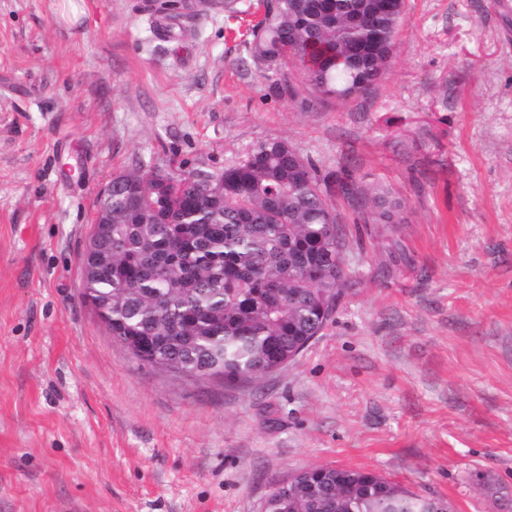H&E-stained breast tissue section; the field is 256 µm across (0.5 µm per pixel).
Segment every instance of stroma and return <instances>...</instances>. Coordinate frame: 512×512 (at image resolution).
<instances>
[{
  "label": "stroma",
  "instance_id": "stroma-1",
  "mask_svg": "<svg viewBox=\"0 0 512 512\" xmlns=\"http://www.w3.org/2000/svg\"><path fill=\"white\" fill-rule=\"evenodd\" d=\"M0 0V512H262L280 482L364 468L455 512L512 499V0H405L367 94L270 93L262 0ZM284 139L336 195L352 283L288 365L236 383L136 360L84 297L100 190L212 173ZM384 184L398 224L360 223Z\"/></svg>",
  "mask_w": 512,
  "mask_h": 512
}]
</instances>
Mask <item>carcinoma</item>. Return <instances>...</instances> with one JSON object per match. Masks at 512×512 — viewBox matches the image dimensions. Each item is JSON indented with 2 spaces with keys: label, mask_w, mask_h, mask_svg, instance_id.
I'll list each match as a JSON object with an SVG mask.
<instances>
[{
  "label": "carcinoma",
  "mask_w": 512,
  "mask_h": 512,
  "mask_svg": "<svg viewBox=\"0 0 512 512\" xmlns=\"http://www.w3.org/2000/svg\"><path fill=\"white\" fill-rule=\"evenodd\" d=\"M337 12L309 0H265L251 54L268 59L270 89L294 96L288 63L320 93L347 100L386 72L405 0L380 11L376 0H338ZM360 9L383 35L378 68L364 75L336 54L363 35L349 24ZM169 184L159 189V179ZM204 170L157 166L112 178V268L85 294L112 297V335L144 346L135 357L236 382L276 369L315 331L333 322L347 280L343 228L333 206L353 194L348 172L331 182L286 140L257 143L219 174L218 193L201 190ZM365 222L393 223L401 200L386 185L364 197ZM264 512H452L373 471L315 467L274 489Z\"/></svg>",
  "instance_id": "cac0c4a2"
}]
</instances>
